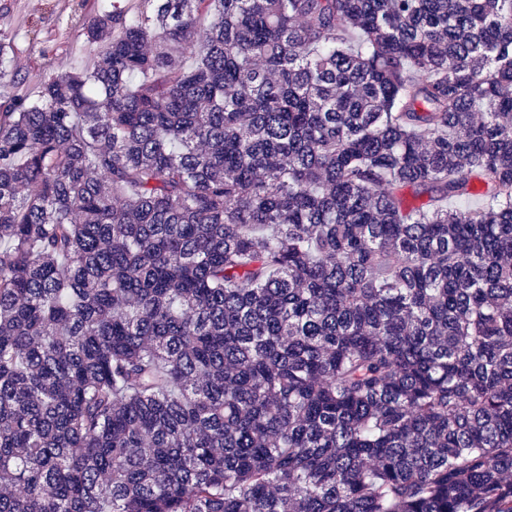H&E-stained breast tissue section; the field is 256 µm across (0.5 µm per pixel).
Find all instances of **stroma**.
Instances as JSON below:
<instances>
[{"label": "stroma", "instance_id": "stroma-1", "mask_svg": "<svg viewBox=\"0 0 512 512\" xmlns=\"http://www.w3.org/2000/svg\"><path fill=\"white\" fill-rule=\"evenodd\" d=\"M132 5V0H0V42L9 45L10 69L22 78L7 84V92L32 91L45 74L88 64L93 50L78 17Z\"/></svg>", "mask_w": 512, "mask_h": 512}]
</instances>
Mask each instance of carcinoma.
Masks as SVG:
<instances>
[{
	"label": "carcinoma",
	"instance_id": "1",
	"mask_svg": "<svg viewBox=\"0 0 512 512\" xmlns=\"http://www.w3.org/2000/svg\"><path fill=\"white\" fill-rule=\"evenodd\" d=\"M0 104V512H512V0H139Z\"/></svg>",
	"mask_w": 512,
	"mask_h": 512
}]
</instances>
